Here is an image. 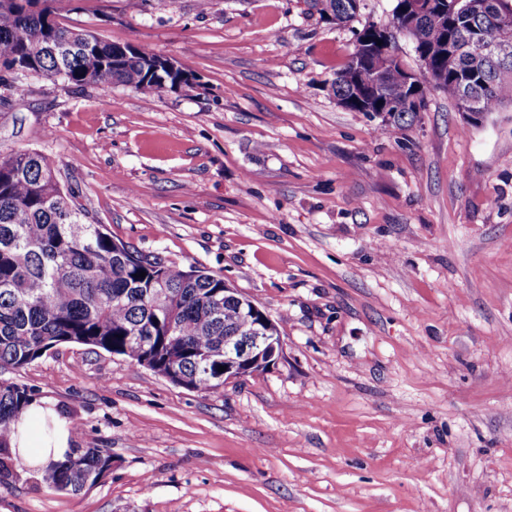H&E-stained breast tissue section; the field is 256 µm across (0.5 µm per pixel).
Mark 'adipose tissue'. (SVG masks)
Instances as JSON below:
<instances>
[{
	"instance_id": "1",
	"label": "adipose tissue",
	"mask_w": 512,
	"mask_h": 512,
	"mask_svg": "<svg viewBox=\"0 0 512 512\" xmlns=\"http://www.w3.org/2000/svg\"><path fill=\"white\" fill-rule=\"evenodd\" d=\"M53 423V431H46V423ZM68 421L49 403L33 401L15 426L13 443L19 466L32 469L50 462L64 460L69 450Z\"/></svg>"
}]
</instances>
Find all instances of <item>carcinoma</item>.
<instances>
[{
  "mask_svg": "<svg viewBox=\"0 0 512 512\" xmlns=\"http://www.w3.org/2000/svg\"><path fill=\"white\" fill-rule=\"evenodd\" d=\"M30 0L0 7V59L28 57L31 73L73 87L114 86L133 90L148 78L151 61L141 58L112 65V52L125 44L63 25L56 0ZM448 8L441 21L404 20L397 31L414 43L418 55L431 53L434 87L459 103L479 102V118L512 103V61L493 55L495 19L512 12V0H487L483 14L450 7L453 0H432ZM349 0H308L309 9L328 24L352 20ZM86 35L106 58L93 61L61 47ZM352 60L336 72L333 84L351 100L361 91L342 78ZM406 67L398 61L382 76L378 98L402 106L394 123L414 117L407 105ZM145 273L141 278L138 273ZM256 319L238 312L224 298V277L201 267H184L158 255H145L116 241L57 177L54 161L37 150L0 153V375L18 371L56 344H80L122 355L156 374L181 376L183 388L204 394L224 391V339L250 336ZM35 399L24 384L0 378V486L17 478L12 448L13 424ZM112 455L102 448H73L62 463L43 469L41 482L55 492L78 495L112 470Z\"/></svg>",
  "mask_w": 512,
  "mask_h": 512,
  "instance_id": "1",
  "label": "carcinoma"
}]
</instances>
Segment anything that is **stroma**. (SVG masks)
Wrapping results in <instances>:
<instances>
[{"label": "stroma", "instance_id": "35a3bbf8", "mask_svg": "<svg viewBox=\"0 0 512 512\" xmlns=\"http://www.w3.org/2000/svg\"><path fill=\"white\" fill-rule=\"evenodd\" d=\"M305 0H57L60 21L178 61L189 91L22 78L0 153L38 149L91 222L219 274L280 359L189 391L78 344L13 381L113 458L78 495L20 475L0 512H512V105L446 93L393 125L331 91L357 30Z\"/></svg>", "mask_w": 512, "mask_h": 512}]
</instances>
